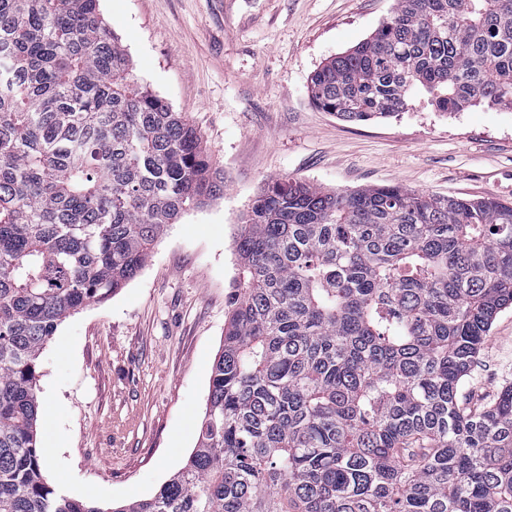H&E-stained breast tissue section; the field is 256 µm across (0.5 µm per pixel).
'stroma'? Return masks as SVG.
<instances>
[{"label":"stroma","instance_id":"stroma-1","mask_svg":"<svg viewBox=\"0 0 512 512\" xmlns=\"http://www.w3.org/2000/svg\"><path fill=\"white\" fill-rule=\"evenodd\" d=\"M394 0H100L141 83L184 113L224 170V195L185 214L141 272L61 323L39 368L45 481L102 512L153 496L196 446L233 243L266 181L328 189L394 185L512 202V110L351 123L317 110L311 74L368 37ZM512 382V310L501 312L464 381L492 400Z\"/></svg>","mask_w":512,"mask_h":512}]
</instances>
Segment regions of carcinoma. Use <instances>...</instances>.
Returning a JSON list of instances; mask_svg holds the SVG:
<instances>
[{
  "mask_svg": "<svg viewBox=\"0 0 512 512\" xmlns=\"http://www.w3.org/2000/svg\"><path fill=\"white\" fill-rule=\"evenodd\" d=\"M308 94L350 122L512 110V0H396ZM222 193L99 0H0V512H99L43 481L37 361ZM243 221L196 448L113 512H512V384L459 396L512 308V203L281 178Z\"/></svg>",
  "mask_w": 512,
  "mask_h": 512,
  "instance_id": "1",
  "label": "carcinoma"
}]
</instances>
